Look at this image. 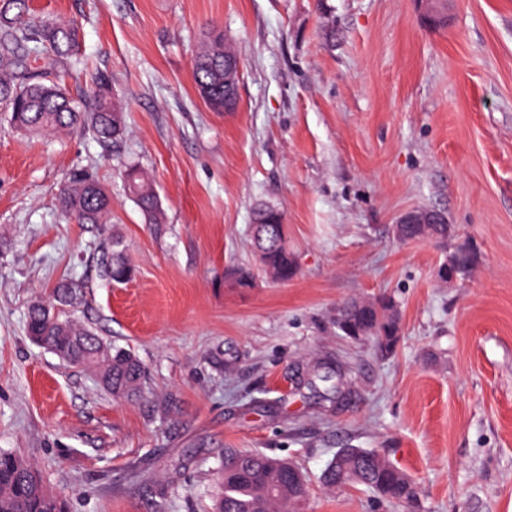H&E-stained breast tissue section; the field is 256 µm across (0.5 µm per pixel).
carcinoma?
<instances>
[{"instance_id": "obj_1", "label": "carcinoma", "mask_w": 512, "mask_h": 512, "mask_svg": "<svg viewBox=\"0 0 512 512\" xmlns=\"http://www.w3.org/2000/svg\"><path fill=\"white\" fill-rule=\"evenodd\" d=\"M79 25L44 19L32 13L29 0H0V107L11 114L13 126L38 136L65 131L77 125L88 128L102 142L121 138L126 130L124 108L112 99L108 77L97 75L87 99L75 100L62 82V76L77 65L74 50ZM233 55L224 46L221 33L211 32L193 60L196 88L205 104L215 112L224 108V55ZM128 194L149 224L163 223L157 196L149 179L135 166L125 169ZM61 210L80 224H108L112 198L92 174L79 170L69 179L59 196ZM257 226L252 230L255 252L264 255L263 268L275 280L287 282L298 274V265L288 250L287 224L283 212L271 206L255 210ZM121 241L112 239V250L102 256L105 277L116 282L131 276L132 268ZM475 253L467 248L448 254L442 270L466 274L475 264ZM225 279L239 288L251 287L254 275L247 266H232ZM55 295L78 303L79 286L62 281ZM394 300L389 296L371 299L365 305L352 298L342 304L336 328L345 323L367 334L378 349L392 352L399 340V327L387 316ZM26 331L32 342L47 349L62 348L65 361L74 367L89 368L104 390L116 398L141 395L142 363L130 351L111 347L112 359L98 354L103 339L74 321L62 320L40 304L27 312ZM347 369L336 366L315 370L311 387L324 399L338 396L346 385ZM275 458L263 453L249 456L235 449H224V482L215 503V512H277L279 499L270 495L271 482L288 483V476L275 467ZM329 491L359 485L380 498L412 506L417 488L400 468L380 462L373 450L341 448L320 476ZM0 512H67L65 500L53 493L42 478L30 474L28 462L0 451Z\"/></svg>"}]
</instances>
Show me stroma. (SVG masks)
Listing matches in <instances>:
<instances>
[{"mask_svg": "<svg viewBox=\"0 0 512 512\" xmlns=\"http://www.w3.org/2000/svg\"><path fill=\"white\" fill-rule=\"evenodd\" d=\"M78 19L83 71L107 74L126 132L31 137L0 112V451L31 462L69 512H212L224 451L293 459L301 512H512V0H30ZM220 29L241 61L239 107L199 97L192 61ZM134 164L164 221L146 223ZM94 173L112 221L77 224L58 190ZM279 208L299 272L257 273L258 206ZM444 213L477 261L442 282L447 252L403 241L405 212ZM120 234L133 268L107 280ZM79 282L61 318L133 351L144 393L113 398L92 370L26 335L31 304ZM391 296L399 341L380 353L336 328L351 298ZM350 370L317 398L321 363ZM341 448L375 450L418 488V508L363 487L325 490ZM128 194L134 199L149 224L163 223L157 196L149 179L142 171L129 165L124 172Z\"/></svg>", "mask_w": 512, "mask_h": 512, "instance_id": "stroma-1", "label": "stroma"}]
</instances>
